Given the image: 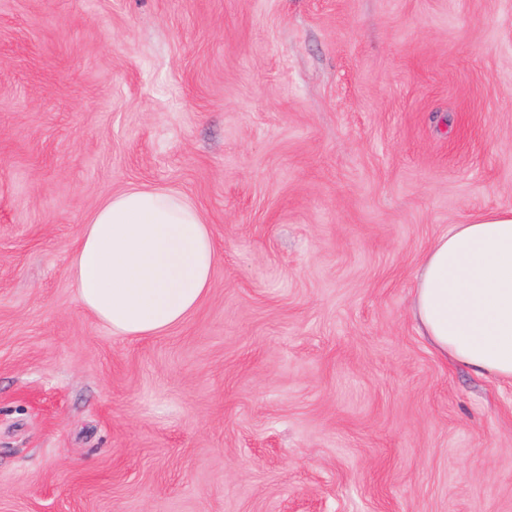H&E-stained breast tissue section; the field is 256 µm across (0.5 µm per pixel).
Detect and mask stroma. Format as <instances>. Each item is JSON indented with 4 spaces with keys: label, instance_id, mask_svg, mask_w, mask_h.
Listing matches in <instances>:
<instances>
[{
    "label": "stroma",
    "instance_id": "stroma-1",
    "mask_svg": "<svg viewBox=\"0 0 512 512\" xmlns=\"http://www.w3.org/2000/svg\"><path fill=\"white\" fill-rule=\"evenodd\" d=\"M129 188L218 250L115 336L67 267ZM512 208V0H0V512H512V384L411 314Z\"/></svg>",
    "mask_w": 512,
    "mask_h": 512
}]
</instances>
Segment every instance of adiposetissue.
Returning <instances> with one entry per match:
<instances>
[{
    "label": "adipose tissue",
    "mask_w": 512,
    "mask_h": 512,
    "mask_svg": "<svg viewBox=\"0 0 512 512\" xmlns=\"http://www.w3.org/2000/svg\"><path fill=\"white\" fill-rule=\"evenodd\" d=\"M217 250L182 195L113 193L85 225L68 269L81 307L117 336H156L206 297ZM412 315L442 357L512 380V209L452 225L429 249Z\"/></svg>",
    "instance_id": "obj_1"
}]
</instances>
